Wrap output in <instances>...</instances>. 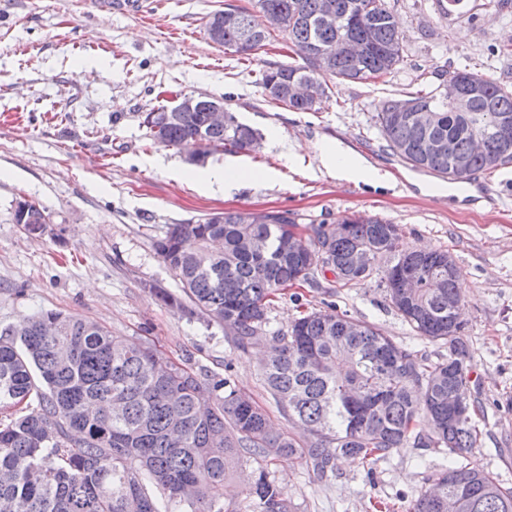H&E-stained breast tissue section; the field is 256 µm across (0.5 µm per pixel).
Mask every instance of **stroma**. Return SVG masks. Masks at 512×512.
<instances>
[{
  "mask_svg": "<svg viewBox=\"0 0 512 512\" xmlns=\"http://www.w3.org/2000/svg\"><path fill=\"white\" fill-rule=\"evenodd\" d=\"M385 3L404 38L403 61L381 78L334 80L320 111L292 112L269 102L256 82L266 66L297 63L282 34L250 61L207 37L212 12L252 0H150L143 17L93 0H0V328L47 309L98 322L201 378L230 377L288 432L291 423L257 373L264 346L237 350L206 316L161 301L156 289L176 284L153 243L167 225L228 210L283 213L302 226L376 216L401 226V245L448 250L460 268L479 430L470 458L512 487V164L474 175L473 200H457L446 179L393 155L376 124L385 100L439 84L452 65L512 89V55L498 53L512 40V0L498 14L485 0H465L460 14L449 13L446 0ZM182 94L226 99L259 133L258 146L213 149L194 164L188 149L155 142L146 112ZM331 144L363 159L365 175H326L321 154ZM227 161L263 177L226 192L191 181ZM23 197L49 213L44 236L15 224ZM330 301L419 355L448 353L395 312L377 280L344 287L321 270L273 302L265 336ZM422 454L399 448L370 469L341 457L326 480L303 458L270 470L297 512H373L384 500L408 512L430 485Z\"/></svg>",
  "mask_w": 512,
  "mask_h": 512,
  "instance_id": "35a3bbf8",
  "label": "stroma"
}]
</instances>
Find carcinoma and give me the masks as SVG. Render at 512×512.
<instances>
[{
	"label": "carcinoma",
	"instance_id": "carcinoma-1",
	"mask_svg": "<svg viewBox=\"0 0 512 512\" xmlns=\"http://www.w3.org/2000/svg\"><path fill=\"white\" fill-rule=\"evenodd\" d=\"M336 21L320 22L325 0H253L252 8H230L221 43L244 58L263 49L271 32L262 17H279V31L293 46H308L302 65L277 64L263 70L262 89L292 112H316L329 98V81L352 82L391 73L403 61L405 46L384 0H332ZM362 44L353 58L338 45ZM337 47L330 65L317 69L315 56ZM469 76L482 88L480 99L457 112L439 88L424 86L403 99L431 112L432 126L397 112L400 99L387 100L377 113L386 147L411 166L450 180L469 179L511 163L504 143L489 138L485 150L469 154L471 137L494 115L512 117V91L499 80L465 65L448 76ZM315 84L318 99L294 96L296 84ZM216 98L197 97L192 112L162 105L146 113L154 140L164 146L205 153L230 146L253 149L258 133L224 108V126L205 124ZM469 155L468 169L450 170L452 159ZM217 224H170L154 243L179 292H159L171 307L189 301L210 321L224 327L235 346L247 349L268 323L274 298L329 267L344 286L363 285L376 267L354 266V255L368 249L387 259L381 283L416 273L407 297L389 298L419 335L448 345L435 361L401 347L379 328L326 305L298 317L272 336L260 362L263 385L288 419L310 432L306 441L278 433L265 410L239 393L230 379L201 380L191 368L157 360L144 343L112 334L84 318L47 310L20 327L0 328V403L22 405L0 421V512H293L288 494L271 476L269 464L282 457H305L320 477L333 471L339 455L363 465L386 459L408 444L430 448L439 462H428L434 484L418 495L409 512H512V489L469 460H458L477 442L472 423L448 426V397L471 406L472 363L460 320L464 300L448 274V251L398 250L401 228L376 217H344L339 227L304 228L281 213L265 221L245 210L217 213ZM29 234L41 233L49 215L40 204L14 213ZM251 459L257 467L235 508L225 502V484L234 466ZM160 490L157 498L148 486Z\"/></svg>",
	"mask_w": 512,
	"mask_h": 512
}]
</instances>
